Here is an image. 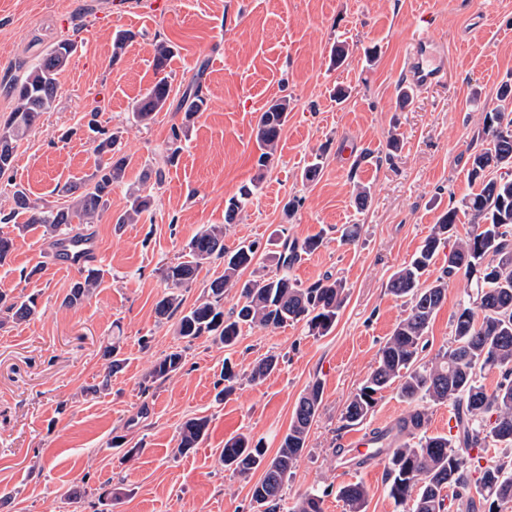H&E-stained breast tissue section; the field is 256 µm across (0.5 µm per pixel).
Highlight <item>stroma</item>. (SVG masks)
<instances>
[{
    "instance_id": "35a3bbf8",
    "label": "stroma",
    "mask_w": 512,
    "mask_h": 512,
    "mask_svg": "<svg viewBox=\"0 0 512 512\" xmlns=\"http://www.w3.org/2000/svg\"><path fill=\"white\" fill-rule=\"evenodd\" d=\"M106 10V0H0V124L14 107V80L58 41L76 45L52 109L0 177V209L12 207L13 185L33 205H54L56 185L94 171L89 112H97L103 132L119 133L129 159L107 215L90 227L101 250L99 284L83 304H62L77 274L45 264L56 244L51 234L0 228L15 239L0 266V289L34 297L40 310L27 322L0 321V512H74L66 498L74 491L85 512H253L250 489L260 472L225 469L220 451L245 433L274 457L296 402L316 379L322 403L284 487L286 503L319 489L324 512H345L338 490L360 481L370 490L366 512H402L387 493L383 464L361 470L336 455L351 433L342 411L404 313L387 291L390 276L441 215L475 190L467 170L481 148L482 117L498 89L512 85V0H129L126 16L108 25L99 20ZM120 30L134 38L116 59L112 41ZM421 33L447 51V79L412 92L402 108L398 86ZM161 41L174 47L171 106L144 128L132 112L157 79ZM337 41L348 49L338 67L330 62ZM369 47L377 50L371 61ZM196 79L208 108L171 164V128L183 119L174 105ZM339 86L350 92L341 103ZM284 95L288 123L273 165L261 174L256 122L268 101ZM394 135L395 151L388 147ZM318 152L319 178L303 181ZM158 170L159 185L150 180ZM255 177L252 202L225 223L226 200ZM361 183L371 187L363 210L355 205ZM142 186L154 195L152 210L115 226L129 190ZM293 198L299 205L286 213ZM205 224L223 225L226 248L256 242L243 282L274 273L281 236L300 242L323 234L325 246L290 274L305 286L327 275L344 281L347 300L333 331L312 336L300 324L246 325L230 348L203 336L191 343L181 371L152 381L155 362L182 343L175 320L155 314L166 291L159 270L183 258ZM351 224L359 236L342 243ZM466 287L464 275L449 280L423 360L449 346ZM114 345L123 360L116 371L107 354ZM268 355L279 356L278 367L252 379V365ZM228 361L238 379L221 399L215 384ZM198 416L209 420L204 441L180 450L182 424Z\"/></svg>"
}]
</instances>
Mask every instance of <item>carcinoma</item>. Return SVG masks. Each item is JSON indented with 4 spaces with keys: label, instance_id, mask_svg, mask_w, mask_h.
<instances>
[{
    "label": "carcinoma",
    "instance_id": "carcinoma-1",
    "mask_svg": "<svg viewBox=\"0 0 512 512\" xmlns=\"http://www.w3.org/2000/svg\"><path fill=\"white\" fill-rule=\"evenodd\" d=\"M73 52V42L60 41L13 83L15 106L0 127V176L13 167L17 141L53 107L57 76ZM172 57V46L163 41L156 44L154 69L163 77L138 100L132 112L136 124L149 126L165 108L171 84L164 72ZM511 98V86L499 92L500 105L486 112L483 119V147L469 158V177L479 183L480 189L465 198L462 207L473 219V230L466 239L452 245L443 276L431 284L422 281L440 249L449 245L453 237L458 210L448 209L410 263L392 274L388 291L405 300V315L384 342L375 368L342 414L348 426L362 423L376 405L378 395L394 384L400 398L415 405L410 414L398 419L380 437L377 449L387 459L388 495L402 507V512H447L450 487L464 512H481L483 502L491 497L502 503L512 501V464L504 461L480 465V453L489 443L512 447V179L491 176L493 169L512 168ZM207 106L208 99L196 81L182 93L177 110L184 111V119L189 122ZM288 112L290 102L286 97L267 104L256 125L260 150L256 178L226 201L224 223L202 226L187 245L186 260L161 271L170 291L157 301L155 313L161 320L179 314L177 335L189 343L201 336H211L230 347L245 325L279 327L288 322H301L310 335L325 336L336 325L346 302L345 283L340 279L327 276L304 286L288 274L302 254L316 251L323 245V239L315 236L299 243L285 237L276 273L244 283L242 302L224 311V293L235 286L239 273L251 266L257 256L254 242H243L233 250L225 248L224 225L235 222L238 213L250 202L263 171L274 161ZM94 151L103 160L87 183L61 187L63 204L38 207L30 204L24 190L17 189L12 194L14 207L6 214L0 212V224L15 223L23 215V229L40 224L55 237H70L75 231L74 223L99 221L107 210L112 187L124 178L127 159L116 156L119 148L114 135L99 140ZM151 207V195L132 190L129 206L116 218V223H134ZM217 260L224 262V273L208 282L200 303L188 310L181 309L182 299L174 290L192 285L199 270ZM460 272L470 280V288L453 317L451 345L424 362L420 355L429 344L430 323L446 298L448 278ZM80 275L63 301L66 307L82 303L98 285L95 269L84 268ZM0 313L15 321H25L37 313V307L30 298L22 300L0 291ZM185 358L184 348L166 353L155 363L152 376L168 377L182 368ZM276 364L273 356L255 362L252 378L270 374ZM494 369L501 374V380L489 394L478 374ZM321 402V382L315 380L298 399L288 432L270 460L266 459L261 443L254 444L243 434L224 443L220 454L224 467L239 474L262 470L251 489L256 512H280L288 474L306 448ZM447 402L454 407L455 434L427 435V406ZM207 428L205 417L186 420L180 428V448L196 447L206 436ZM338 497L347 512H365L369 491L364 483L354 482L340 488ZM322 503V494L308 492L292 512H323Z\"/></svg>",
    "mask_w": 512,
    "mask_h": 512
}]
</instances>
